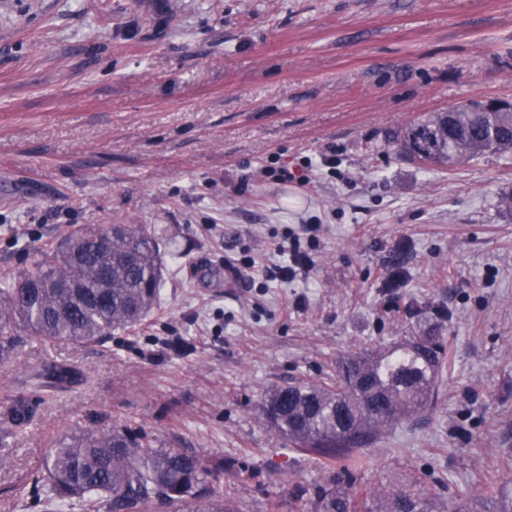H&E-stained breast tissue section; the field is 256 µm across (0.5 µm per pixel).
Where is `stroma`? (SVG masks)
I'll return each mask as SVG.
<instances>
[{
    "label": "stroma",
    "mask_w": 512,
    "mask_h": 512,
    "mask_svg": "<svg viewBox=\"0 0 512 512\" xmlns=\"http://www.w3.org/2000/svg\"><path fill=\"white\" fill-rule=\"evenodd\" d=\"M488 99L512 101V0H0V270L86 224L156 225L171 254L134 330L0 360V395L83 375L7 439L0 512H43L52 441L102 424L223 462L239 512H308L333 476L512 512V153L427 168L392 143ZM275 156L307 183L255 177ZM291 231L313 262L286 283ZM427 330L433 402L360 468L260 419L266 389Z\"/></svg>",
    "instance_id": "1"
}]
</instances>
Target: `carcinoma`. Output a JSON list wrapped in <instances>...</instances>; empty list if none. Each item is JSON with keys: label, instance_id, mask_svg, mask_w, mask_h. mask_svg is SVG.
<instances>
[{"label": "carcinoma", "instance_id": "carcinoma-1", "mask_svg": "<svg viewBox=\"0 0 512 512\" xmlns=\"http://www.w3.org/2000/svg\"><path fill=\"white\" fill-rule=\"evenodd\" d=\"M407 156L446 166L488 153L512 151V112H473L458 104L430 112L396 136ZM153 224L84 225L28 255L29 265L0 271V359L13 352L20 333L72 345L101 343L116 330H132L158 298L165 252ZM437 336H410L403 346L344 357L336 384L294 382L272 387L259 401L275 435L328 460L364 463V449L386 430L424 412L445 367ZM78 377L65 364L45 366L39 389L8 395L0 432L10 435L44 401ZM224 464H209L181 448H158L127 426L83 431L52 444L47 466L31 493L47 512L79 499L106 512H148L178 504L182 512H237L219 484ZM311 512H434L410 489L377 488L359 494L333 487L317 494Z\"/></svg>", "mask_w": 512, "mask_h": 512}]
</instances>
